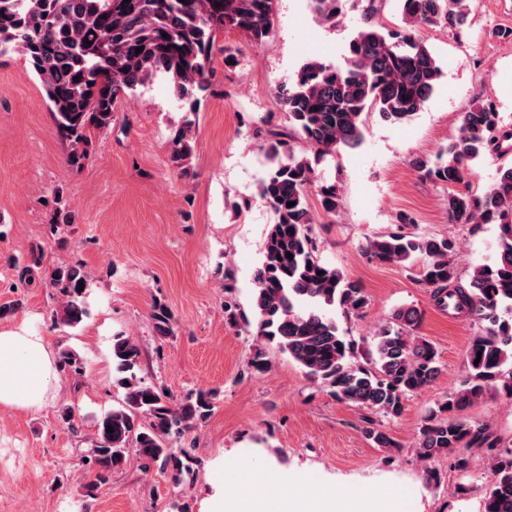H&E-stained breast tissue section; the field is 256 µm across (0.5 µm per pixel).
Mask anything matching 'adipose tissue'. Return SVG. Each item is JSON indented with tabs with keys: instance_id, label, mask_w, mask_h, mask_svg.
<instances>
[{
	"instance_id": "ef3b65f1",
	"label": "adipose tissue",
	"mask_w": 512,
	"mask_h": 512,
	"mask_svg": "<svg viewBox=\"0 0 512 512\" xmlns=\"http://www.w3.org/2000/svg\"><path fill=\"white\" fill-rule=\"evenodd\" d=\"M57 382V363L43 337L25 328L0 330L1 407L40 410Z\"/></svg>"
}]
</instances>
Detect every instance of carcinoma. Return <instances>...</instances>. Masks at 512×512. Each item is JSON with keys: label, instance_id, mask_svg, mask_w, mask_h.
Here are the masks:
<instances>
[{"label": "carcinoma", "instance_id": "obj_1", "mask_svg": "<svg viewBox=\"0 0 512 512\" xmlns=\"http://www.w3.org/2000/svg\"><path fill=\"white\" fill-rule=\"evenodd\" d=\"M272 2L0 0V56L19 52L25 57L44 90L66 165L78 171L90 160V131L109 129L117 104L154 78H168L175 97L196 112L210 86L215 53L224 54L226 65L237 63L233 48L218 45L220 35L234 30L262 45L271 33ZM310 2L323 21L334 25L346 0ZM398 2L404 29L380 26V0H366L361 25L346 45L344 66L308 60L277 88L289 129L307 149L297 153L278 139L280 133H271L275 145L260 196L276 221L268 228L254 271L252 296L258 336L276 344L337 400L391 418L402 414L406 398L442 373L439 353L431 341L414 335L419 312L407 306L374 337L368 349L370 366L354 361L355 343L340 330L332 310L359 313L367 297L357 281L317 254L307 191L316 182L317 166L342 149L362 144L364 113L374 109L383 120L401 124L424 106L442 71L417 31L423 26L461 29L471 0ZM137 47L142 48L138 54ZM194 126L185 121L172 138L170 159L176 168H183L191 153ZM511 138L494 105L477 100L461 113L459 136L440 147L434 159L416 162L423 179L447 190L449 223L497 227L494 258L474 266L466 281L457 276L453 244L446 237L398 231L376 235L365 247L379 262L418 265L419 281L430 289L436 306L460 312L480 326L466 354V379L428 411L417 440L422 460L448 457L462 475L471 471L472 456H487L480 512H512V442H501L489 425L463 415L491 386L512 397V164L500 166L494 183L480 196L459 191L457 185L465 181L471 163ZM319 195L324 212H336V185H320ZM39 260L37 255L29 264L14 261L12 270L21 285H34L33 266ZM89 281L78 263L55 267L43 282L62 299L55 311L62 324L76 327L88 316ZM150 316L159 339L174 335L175 319L167 305L154 303ZM111 357L124 397L98 420L99 438L89 457L94 480L85 485L87 497L109 482L130 452L144 468L158 462L180 481L189 468L172 453L170 442L205 420L212 409L203 393L180 403L145 383L139 376L141 348L132 338L112 337ZM83 369L76 351L59 350L62 375H80ZM365 435L377 448L395 446L373 422Z\"/></svg>", "mask_w": 512, "mask_h": 512}]
</instances>
